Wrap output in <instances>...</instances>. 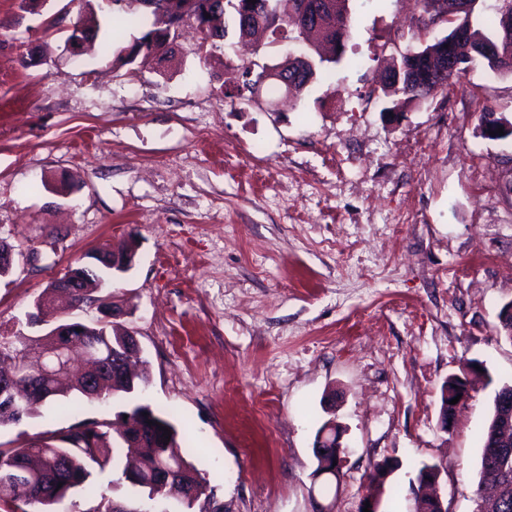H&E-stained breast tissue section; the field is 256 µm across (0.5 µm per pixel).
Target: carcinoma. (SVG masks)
Wrapping results in <instances>:
<instances>
[{"instance_id": "carcinoma-1", "label": "carcinoma", "mask_w": 512, "mask_h": 512, "mask_svg": "<svg viewBox=\"0 0 512 512\" xmlns=\"http://www.w3.org/2000/svg\"><path fill=\"white\" fill-rule=\"evenodd\" d=\"M296 0H276L283 5V20L272 33L283 31L301 35L292 24L291 11ZM332 15L321 17L316 27H309L306 36L313 37L307 55L317 51L323 41L344 45L349 36L352 19L347 0H338ZM473 12H463L460 17L448 21V34L464 28L469 35L452 43L455 58L469 64L482 59L495 74L512 75V34L504 33V27L512 28V0H497L492 35L474 27ZM116 39L111 38L100 46L101 55L113 65H126L131 55L125 48H114ZM439 53L442 40L433 37L425 28H417L408 39L400 63L414 69L412 80L401 78L399 85L382 90L388 98L402 95L407 102H424L444 93L455 84L460 75L438 76L430 72L428 50ZM68 316L75 310L94 311L96 318L88 323L76 321L78 331L50 330L31 340L19 336H0V344L7 345L20 360L12 370V385L0 397V426L15 424L25 418L41 414V409L54 404L64 405L72 414L79 415L84 402L109 396L119 399L125 410L118 418L125 419L127 427L119 429L112 421L79 420L65 428L46 431L36 440L17 448H0V512H52V507L74 495L90 503L84 512H118L112 508L107 495L90 481L92 470H105L122 458L133 461L134 468H125L122 476L135 487L147 491L148 498L165 496L174 490L180 495L182 512H209L210 498L203 497L204 477L197 466L187 460L192 453L188 440L180 437L177 428L163 415L148 405L136 402L137 394L149 384L148 368L140 372H128L116 362L108 361L112 351L126 350L129 337L119 322L106 319L112 310V264L100 266L97 276L86 287L72 295L66 304L52 300L44 302ZM84 347L91 355L103 362L95 386L85 385L79 374L60 379L54 374L41 372L36 353L46 348L59 349L73 346ZM487 376L486 370L461 371L451 374L441 387L440 415L447 414V404L457 395L468 393ZM512 399V385L504 384L495 393L489 421L480 435L481 460L479 487L489 483L500 486L497 497L477 494L475 512H512V455L497 461L489 455V449L498 443V407L501 398ZM170 430V441H164L161 428ZM337 449L333 446L313 448L316 460L314 472L318 473L336 460ZM438 465L424 463L416 476L417 486L411 488L413 499L419 498L421 484L437 477Z\"/></svg>"}]
</instances>
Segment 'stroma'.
Returning <instances> with one entry per match:
<instances>
[{
    "label": "stroma",
    "instance_id": "stroma-1",
    "mask_svg": "<svg viewBox=\"0 0 512 512\" xmlns=\"http://www.w3.org/2000/svg\"><path fill=\"white\" fill-rule=\"evenodd\" d=\"M349 6L340 63L293 98L247 102L237 68L285 47L252 53L233 15L208 60L188 27L170 61L115 67L67 52L70 0H0V239L39 254L0 281V334L40 335L26 314L48 283L133 241L112 290L148 363L140 401L188 435L223 512H360L385 458L381 512H414L425 463L449 512H474L478 438L512 383L496 330L512 301V140L476 133L483 107L512 119V75L476 60L391 118L377 79L414 0ZM472 360L489 379L441 430L440 387ZM332 417L346 452L327 495L312 448ZM73 422L1 426L0 446ZM93 479L131 512L182 510L120 470Z\"/></svg>",
    "mask_w": 512,
    "mask_h": 512
}]
</instances>
